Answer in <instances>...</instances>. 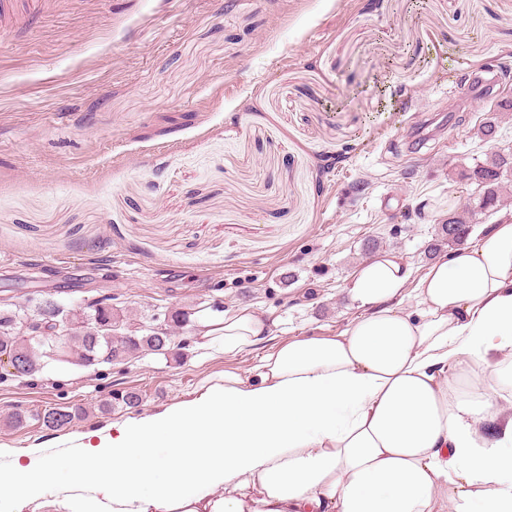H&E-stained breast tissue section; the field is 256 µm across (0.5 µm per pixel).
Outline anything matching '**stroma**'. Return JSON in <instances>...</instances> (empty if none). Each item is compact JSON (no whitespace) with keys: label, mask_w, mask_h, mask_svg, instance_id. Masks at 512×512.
I'll return each mask as SVG.
<instances>
[{"label":"stroma","mask_w":512,"mask_h":512,"mask_svg":"<svg viewBox=\"0 0 512 512\" xmlns=\"http://www.w3.org/2000/svg\"><path fill=\"white\" fill-rule=\"evenodd\" d=\"M502 62L512 0H47L0 40V299L29 313L109 293L141 322L187 321L166 356L1 378L0 464L135 412L50 430L44 409L131 387L147 411L281 339L336 335L376 253L421 276L476 191L465 170L512 147V111L469 82ZM245 306L272 322L258 346L206 344L205 318ZM17 407L32 420L6 426Z\"/></svg>","instance_id":"stroma-1"}]
</instances>
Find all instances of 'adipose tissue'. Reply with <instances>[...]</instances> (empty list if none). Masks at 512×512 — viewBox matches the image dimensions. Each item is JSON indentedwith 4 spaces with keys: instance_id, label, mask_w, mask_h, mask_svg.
I'll return each instance as SVG.
<instances>
[{
    "instance_id": "ef3b65f1",
    "label": "adipose tissue",
    "mask_w": 512,
    "mask_h": 512,
    "mask_svg": "<svg viewBox=\"0 0 512 512\" xmlns=\"http://www.w3.org/2000/svg\"><path fill=\"white\" fill-rule=\"evenodd\" d=\"M408 280L376 255L338 334L282 339L253 374L0 467V512L50 490L63 512H512V217L430 263L420 311ZM269 330L248 307L204 325L230 355ZM478 364L494 382L474 390Z\"/></svg>"
}]
</instances>
